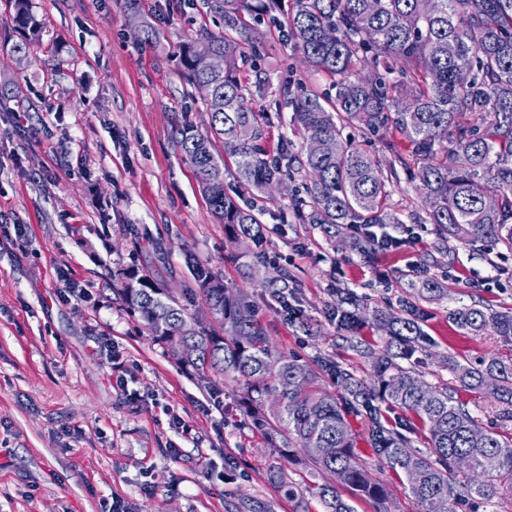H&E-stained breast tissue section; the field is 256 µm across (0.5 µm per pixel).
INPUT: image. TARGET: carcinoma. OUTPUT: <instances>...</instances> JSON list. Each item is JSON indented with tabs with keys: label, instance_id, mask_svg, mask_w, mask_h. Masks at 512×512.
Returning <instances> with one entry per match:
<instances>
[{
	"label": "carcinoma",
	"instance_id": "obj_1",
	"mask_svg": "<svg viewBox=\"0 0 512 512\" xmlns=\"http://www.w3.org/2000/svg\"><path fill=\"white\" fill-rule=\"evenodd\" d=\"M11 2L20 38L4 48L25 57L40 39V22L31 0ZM279 2L222 0L215 9L224 31H203L179 48L187 82L209 83L213 95L206 101V130L182 125L178 146L228 238L259 240L264 227L252 205L224 191L226 157L235 162L238 182L259 192L283 176L305 172L310 201L298 209L300 218L330 237L350 224L401 223L389 204L400 167L418 181L424 221L435 225L440 237L512 248V0H436L432 11L426 0H292L288 37L315 71L335 78L326 93L285 89L290 123L316 144L296 167L292 155L270 157V119L252 111L239 79L263 40L261 21ZM246 13L254 24L243 20ZM200 45L224 54V74L211 73ZM361 53L374 69L364 78L354 76ZM347 126L364 135L392 127L405 139L409 156L396 152L382 162L343 136ZM216 140L224 144L222 157L213 151ZM492 194L500 197V206L488 212L483 199ZM191 272L216 329L204 326L137 268L113 274L115 292L148 335L200 379L221 375L237 381L246 424L282 458L335 475L336 482L310 488L322 512H355L342 488L377 503L387 497L386 487L357 462L348 422L354 411L368 420L370 448L406 477L419 512H457L465 500H489L499 490L512 494V437L484 429L448 390L429 386L400 364L412 358L424 337L427 313L419 304L408 301L401 313L379 316L388 340L372 353L373 385L334 369L347 393L339 400L315 386L306 366L272 352L251 305L221 274L199 261L192 262ZM418 294L432 301L445 291L426 277ZM449 318L465 334L492 331L512 338V312L462 304ZM364 321L362 309L336 306L339 329L354 334ZM173 329L191 343L192 356H179L169 336ZM448 369L469 391L481 392L487 379H495L491 394L499 417L512 421V361L485 356L462 364L450 358ZM383 404L411 413L426 428L427 452L410 450L408 437L384 420ZM459 454L470 457L466 471L455 465ZM269 481L290 498L299 495L281 467L270 469Z\"/></svg>",
	"mask_w": 512,
	"mask_h": 512
}]
</instances>
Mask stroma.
<instances>
[{
	"instance_id": "35a3bbf8",
	"label": "stroma",
	"mask_w": 512,
	"mask_h": 512,
	"mask_svg": "<svg viewBox=\"0 0 512 512\" xmlns=\"http://www.w3.org/2000/svg\"><path fill=\"white\" fill-rule=\"evenodd\" d=\"M160 33L140 44L124 0H32L43 37L30 55L0 48V512H102L120 498L126 512H238L241 500L273 512H318L268 480L272 466L306 486L327 474L282 462L251 432L236 408L239 385L200 382L148 336L113 290L112 274L135 266L177 297L194 282L190 260L220 271L244 294L274 350L318 371V383L342 395L330 371L339 365L370 378V351L385 333L365 323L338 330L337 292L350 291L366 311L395 313L415 298L410 283L437 279L442 300L426 303L425 337L412 357L415 372L448 389L481 425L512 434L491 395L460 387L446 360L512 358V339L460 332L449 317L461 304L512 310V250L439 238L417 216L414 184L401 177L386 225L407 246L372 258L297 217L303 176L269 193L252 192L265 228L261 246L229 240L212 214L175 129L205 128L203 98L185 80L178 49L187 37L220 31L211 0H140ZM289 0L265 24L260 72L244 69L250 107L271 115L267 147L299 155L303 135L289 123L285 85L328 90L288 39ZM266 74L264 92L255 85ZM287 275L288 319L261 283ZM82 296L66 295V284ZM122 355L126 390L112 387ZM357 453L383 483L392 512H416L405 478L383 466L366 442L367 422L350 416ZM177 447L179 457L168 455Z\"/></svg>"
}]
</instances>
